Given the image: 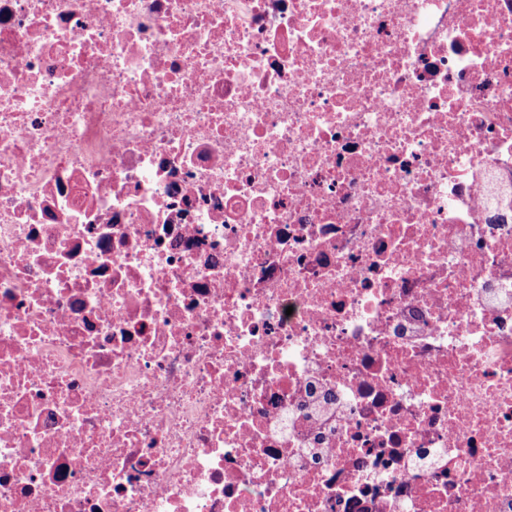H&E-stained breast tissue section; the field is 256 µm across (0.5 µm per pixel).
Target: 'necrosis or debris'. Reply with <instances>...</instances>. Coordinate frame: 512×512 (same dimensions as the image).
<instances>
[{"mask_svg":"<svg viewBox=\"0 0 512 512\" xmlns=\"http://www.w3.org/2000/svg\"><path fill=\"white\" fill-rule=\"evenodd\" d=\"M0 512H512V0H0Z\"/></svg>","mask_w":512,"mask_h":512,"instance_id":"1","label":"necrosis or debris"}]
</instances>
